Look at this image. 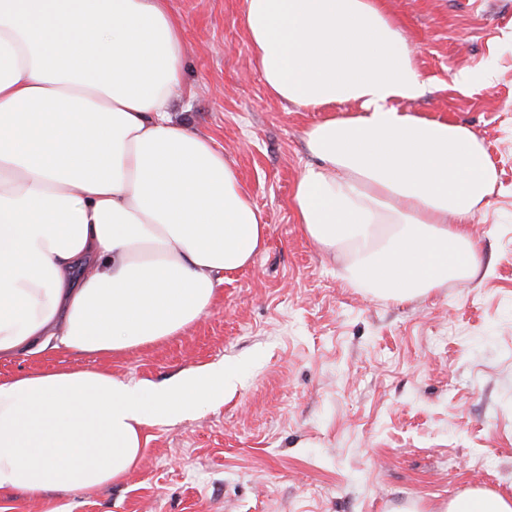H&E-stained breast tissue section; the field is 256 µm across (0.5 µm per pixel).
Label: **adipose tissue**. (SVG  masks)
I'll list each match as a JSON object with an SVG mask.
<instances>
[{"instance_id":"ef3b65f1","label":"adipose tissue","mask_w":512,"mask_h":512,"mask_svg":"<svg viewBox=\"0 0 512 512\" xmlns=\"http://www.w3.org/2000/svg\"><path fill=\"white\" fill-rule=\"evenodd\" d=\"M243 22L269 95L322 115L290 198L303 236L382 297L475 280L496 168L468 127L406 110L424 83L382 0H244ZM184 56L169 0H0V359L176 335L263 248L223 150L173 117ZM235 389L208 366L0 380V494L121 481L144 426Z\"/></svg>"}]
</instances>
